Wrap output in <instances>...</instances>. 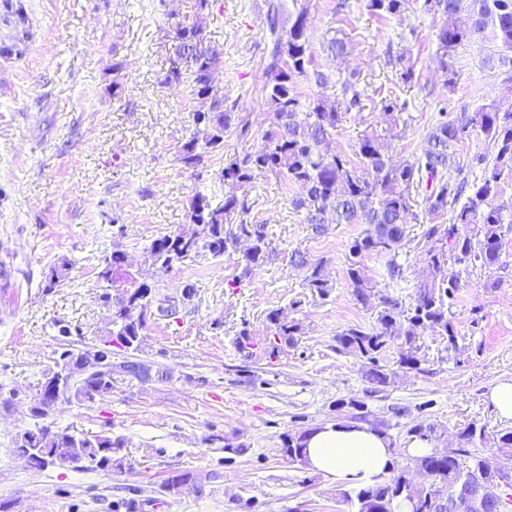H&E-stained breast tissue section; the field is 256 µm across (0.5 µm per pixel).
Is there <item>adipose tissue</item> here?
<instances>
[{"instance_id": "ef3b65f1", "label": "adipose tissue", "mask_w": 512, "mask_h": 512, "mask_svg": "<svg viewBox=\"0 0 512 512\" xmlns=\"http://www.w3.org/2000/svg\"><path fill=\"white\" fill-rule=\"evenodd\" d=\"M306 446L310 469L352 489L383 483L394 461L390 440L365 424L336 422L315 427Z\"/></svg>"}]
</instances>
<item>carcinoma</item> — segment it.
<instances>
[{"label":"carcinoma","mask_w":512,"mask_h":512,"mask_svg":"<svg viewBox=\"0 0 512 512\" xmlns=\"http://www.w3.org/2000/svg\"><path fill=\"white\" fill-rule=\"evenodd\" d=\"M409 0H366V8L379 17H394L405 10ZM430 12L445 17L437 32L442 49L439 69L448 73V54L464 40L490 34L497 46L488 57L490 65L512 68V0H424ZM271 48L265 67L262 99L272 122L263 135L261 145L242 155L224 161L219 179L229 188L224 204L212 206L207 195L200 192L192 197L186 214L187 223L176 231L151 242L146 251L147 261L159 270L175 265L192 266L201 259L221 258L241 241L250 243L245 254V273L263 265L273 256L267 227L243 219L250 213L251 203L237 190L251 183L258 175H274L301 187L303 194L293 200V206L307 211V221L316 233L324 224H365L363 234L348 247L347 277L356 300L366 305L371 298L381 307L377 324L371 328L349 326L336 335V350L364 358L369 363L365 373L370 392L384 390L392 371L380 364V353L395 337L407 345L398 366L419 369L416 356V336L430 329L448 341V350L457 349V331L451 318L453 300L462 285L463 274L472 268L492 269L500 262L502 237L512 232V214L498 203L501 180L505 171L512 172V111L503 112L497 106L482 105L475 111L448 116L443 112L426 138V148L417 158L396 160L389 147L373 134L358 139L359 165L341 153L325 150L336 134L342 113L361 105V94L350 79L340 83L339 93L329 97L305 94L299 89L303 79L325 88L330 78L314 68L313 51L307 28V8L283 22L281 4L271 2L265 16ZM172 53L171 68L162 84L181 83L184 74L191 78L192 95L199 101L193 113V128L189 138L179 147L178 161L187 170H195L205 158L224 150V132L242 124L236 103H229L209 84V77L224 64V52L204 36L198 22L186 17L167 32ZM482 134L495 145L493 159L485 155L473 158L480 176L473 182L462 179L450 182L439 178L451 162V148L473 134ZM425 188L424 213L432 221L427 230L426 278L417 286L410 302L387 293L376 294L369 286L362 258L376 253L387 255L398 250L406 236V225L419 220L412 211L413 195ZM448 222H442L445 214ZM472 225L473 236L462 235L459 226ZM127 257L114 250L103 257L98 279L104 283L101 295L107 317V338L125 354L119 372L132 380L147 382L153 378L151 365L139 358L144 343L147 316L157 302L150 284L140 282L126 270ZM291 263L310 269L306 287L325 296L331 285L324 274L325 261L312 263L296 250ZM126 293L127 306L113 301L112 292ZM268 320L276 328L278 340H294L297 327L287 324L275 311ZM83 363L82 351L64 348L53 365L44 369L38 386L54 373L60 359ZM114 368H96L74 385L68 394L58 397L44 394L42 408H33L32 427L20 431L13 439L15 452L22 456L32 453V466L67 463L83 456L99 458L95 470L106 475L123 466L116 456L125 447L124 438L110 432L94 436L71 432L70 428L43 423L49 411L59 401L82 403L93 401L89 392L102 396L112 391ZM308 432L288 433L282 438V451L293 462L306 463L305 441ZM456 448H436L429 455L410 457L406 464L392 466L390 477L382 484L353 490L345 498L354 504L356 512H394V504L405 501L410 512H439L437 495L456 500L465 485H477L485 491L483 512H507L512 504V476L505 477L490 468V458L498 451L512 449V430L499 432L487 445L484 427L471 422L458 433ZM427 471L433 486L423 488L410 478L411 469Z\"/></svg>","instance_id":"1"}]
</instances>
